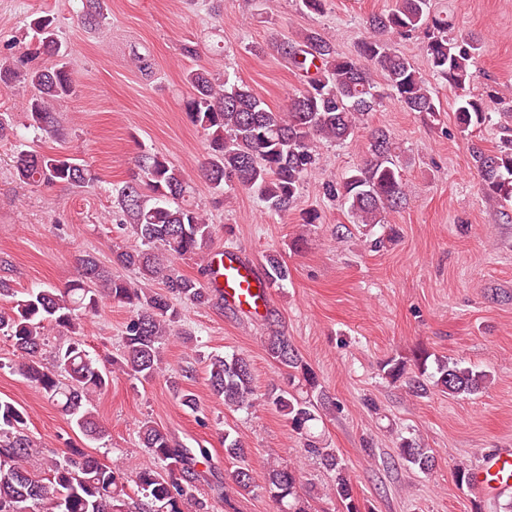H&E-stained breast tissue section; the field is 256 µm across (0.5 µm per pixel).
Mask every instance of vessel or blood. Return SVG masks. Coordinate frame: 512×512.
<instances>
[{"label": "vessel or blood", "instance_id": "vessel-or-blood-1", "mask_svg": "<svg viewBox=\"0 0 512 512\" xmlns=\"http://www.w3.org/2000/svg\"><path fill=\"white\" fill-rule=\"evenodd\" d=\"M213 280L227 307L248 317L264 316L271 289L257 264L232 252L211 255ZM474 491L486 496L512 492V448L482 454L471 471Z\"/></svg>", "mask_w": 512, "mask_h": 512}]
</instances>
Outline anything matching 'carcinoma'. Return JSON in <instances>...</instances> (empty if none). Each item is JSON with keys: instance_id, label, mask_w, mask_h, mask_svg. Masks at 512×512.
<instances>
[{"instance_id": "carcinoma-1", "label": "carcinoma", "mask_w": 512, "mask_h": 512, "mask_svg": "<svg viewBox=\"0 0 512 512\" xmlns=\"http://www.w3.org/2000/svg\"><path fill=\"white\" fill-rule=\"evenodd\" d=\"M82 19L101 23L100 0H82ZM367 34L356 53L342 55L318 30L308 29L296 40H281L282 57L305 73L303 87L288 98L281 111L271 110L253 89L229 72L220 76L206 67L186 74L191 88L183 103L187 120L206 136L207 152L202 176L217 193L241 187L256 196L276 214H287L299 196L305 177L317 165L320 144L345 142L364 124L384 95L395 98L408 112L433 119L441 107L435 91L414 63L394 47L397 39L423 33L422 51L431 74L455 91V120L463 137L492 121V114L512 123V96L501 95L486 102L470 91L473 63L480 55L481 39L473 34H448L450 24L434 12L433 0H395L388 11L366 20ZM31 46L12 63L0 64V83H28L36 93L27 101L31 125L52 133L58 120L54 103L75 93L67 68L68 47L58 35L55 18L45 14L30 22ZM55 59L50 66L36 64L40 56ZM385 79L380 86L375 76ZM471 156L479 174L483 196L506 207L512 204V140L494 151L471 144ZM17 177L36 185L57 183L87 187L95 182L86 165L72 155L21 150L15 157ZM193 187L184 171L164 155L144 152L124 184L115 189V221L129 228L145 248L116 246L112 264L96 255L79 258L82 277L64 289H31L15 296L11 284L0 280V294L11 295L7 309H0V334L10 337L24 354L21 375L34 384L44 398L70 417L87 438L100 440L105 430L90 409L94 397L110 384V372L90 356L81 342L58 349L60 377L44 367L41 351L45 328L53 325L73 336L81 335L82 315L97 310L106 298L129 309L122 331L120 365L131 377L149 382L165 370L162 350L172 338L190 339L192 333L177 331L182 319L179 304L208 307L214 288L204 250L214 225L202 209L190 202ZM323 197L348 204L355 224H379L382 214L406 200L402 164L397 160L389 134L375 128L370 133L366 158L345 177L321 183ZM198 259V275L183 274L177 262ZM265 275L270 284L288 281V266L275 254L265 256ZM156 282L162 291L148 288ZM265 351L286 375L298 380L308 392L273 384L260 395L254 386L250 360L240 354L213 355L207 364V384L224 407L238 411L263 401L281 414L301 440L306 455L334 473L330 492L345 512H360L345 464L314 432L316 404L310 394L332 408L336 400L319 388L315 371L303 360L293 342L278 329L264 338ZM428 356L420 355L411 375L406 361L391 357L380 366L392 383L405 382L417 394L428 387L453 396H470L491 380L485 370L464 365L461 360L436 358L432 385L424 382ZM26 414L13 403L0 399V512H132L128 485L142 495L138 512H210L212 504L200 492L207 483L201 460L205 448H187L169 432L144 420L138 428L141 446L156 465L127 474L117 464H108L79 450L64 460L32 463L33 441L25 433ZM401 457L424 473L435 467L432 449L413 438L398 444ZM224 456L245 462L247 451L239 438L224 434ZM164 470H158L157 464ZM296 469L278 461L268 463L263 485L258 486L247 466L238 468V490L261 488L280 506L281 512H308L298 494Z\"/></svg>"}]
</instances>
